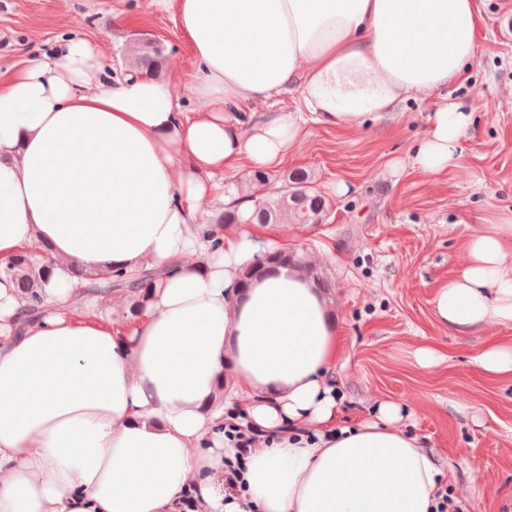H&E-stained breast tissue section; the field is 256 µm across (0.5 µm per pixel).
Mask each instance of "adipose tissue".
<instances>
[{"instance_id":"ef3b65f1","label":"adipose tissue","mask_w":512,"mask_h":512,"mask_svg":"<svg viewBox=\"0 0 512 512\" xmlns=\"http://www.w3.org/2000/svg\"><path fill=\"white\" fill-rule=\"evenodd\" d=\"M155 3L191 45L193 112L165 82L104 75L81 37L0 81V261L54 260L42 318L0 283V512H434L444 472L400 407L340 418L331 299L288 266L239 287L256 249L200 204L235 206L220 177L282 164L307 122L382 121L457 82L476 57L477 0ZM294 83L301 110L241 120ZM472 123L456 103L434 112L413 165L458 167ZM486 222L434 300L461 333L512 327V212ZM171 265L129 322L96 315L122 297L66 305L74 269ZM232 421L264 435L229 499Z\"/></svg>"}]
</instances>
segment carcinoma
Listing matches in <instances>:
<instances>
[{"mask_svg": "<svg viewBox=\"0 0 512 512\" xmlns=\"http://www.w3.org/2000/svg\"><path fill=\"white\" fill-rule=\"evenodd\" d=\"M162 54L163 49L155 43L137 41L125 50V65L145 74H156ZM313 179L311 170L295 169L283 177V185L270 196L254 201L247 214L226 210L214 219V223L224 228L232 224H279L284 220L292 224H323L331 214L332 204L313 189ZM284 264L308 271V265L301 256L289 253L286 248L275 247L259 255L257 262L244 267L240 284L246 288L254 279ZM52 266L53 259L45 251L20 254L0 264V278H7L27 298L28 311L35 318L44 313V288ZM172 270L171 266L163 270L141 269L136 272L117 269L105 274H86L77 270L75 275L85 281V293L90 296L127 297L128 306L119 313V318L126 321L143 309L155 279Z\"/></svg>", "mask_w": 512, "mask_h": 512, "instance_id": "obj_1", "label": "carcinoma"}]
</instances>
